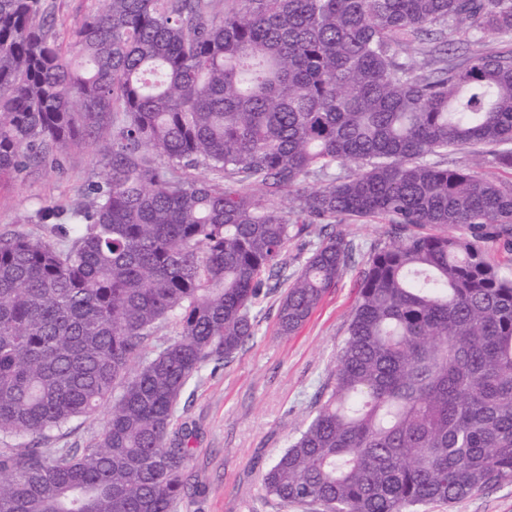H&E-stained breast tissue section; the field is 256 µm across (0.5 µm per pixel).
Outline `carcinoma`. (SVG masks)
<instances>
[{
  "instance_id": "1",
  "label": "carcinoma",
  "mask_w": 512,
  "mask_h": 512,
  "mask_svg": "<svg viewBox=\"0 0 512 512\" xmlns=\"http://www.w3.org/2000/svg\"><path fill=\"white\" fill-rule=\"evenodd\" d=\"M0 0V180L98 147L86 198L0 229V512H175L183 396L276 314L294 334L383 221L279 503L419 512L512 483V0ZM414 48L423 62L401 59ZM293 196L296 206L280 202ZM464 228L461 236L440 228ZM172 322L177 338L154 339ZM108 410L89 445L44 448ZM56 5L58 23L69 28L79 25L92 7H100L95 0H53ZM463 164L471 168L478 175H489L498 179H512L510 173L497 169L489 156H481L469 150H458L448 155V164ZM337 228L346 234L347 239H353L363 252L378 242L388 241L386 231L388 224H338Z\"/></svg>"
}]
</instances>
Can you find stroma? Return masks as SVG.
I'll return each instance as SVG.
<instances>
[{"label": "stroma", "mask_w": 512, "mask_h": 512, "mask_svg": "<svg viewBox=\"0 0 512 512\" xmlns=\"http://www.w3.org/2000/svg\"><path fill=\"white\" fill-rule=\"evenodd\" d=\"M95 146L82 145L58 164L0 184V228L49 202L82 198L101 172ZM360 265H352L311 319L292 336L276 332L279 294L257 307L258 333L227 364L207 366L194 394L178 410L192 430L195 488L177 512H322L315 503L288 505L266 498L261 474L312 419L318 393L336 367L356 303ZM426 512H512V484L488 488Z\"/></svg>", "instance_id": "obj_1"}]
</instances>
